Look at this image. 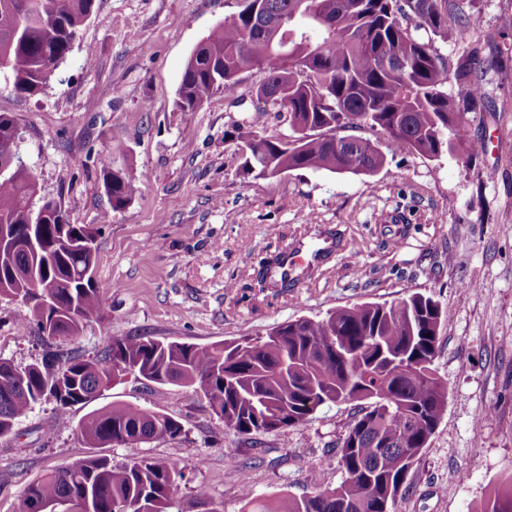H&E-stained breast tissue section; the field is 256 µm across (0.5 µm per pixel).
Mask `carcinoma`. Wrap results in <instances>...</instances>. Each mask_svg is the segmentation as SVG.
<instances>
[{
    "label": "carcinoma",
    "mask_w": 512,
    "mask_h": 512,
    "mask_svg": "<svg viewBox=\"0 0 512 512\" xmlns=\"http://www.w3.org/2000/svg\"><path fill=\"white\" fill-rule=\"evenodd\" d=\"M95 0H0L10 28L0 26V72L13 90L35 95L71 51ZM237 11L214 26L191 53L176 106L194 112L218 91L227 106L252 103V115L224 133L251 141L275 112L288 123L286 138L261 139L242 155L241 170L271 178L294 170L331 174L379 171L387 155L436 159L461 148L475 161L481 141L468 115L488 108L487 76L506 74L512 43L487 42L474 26L477 0H235ZM262 74L248 95L237 94L243 74ZM456 92H448V87ZM381 135L373 141L360 135ZM18 122L0 113V228L23 234L41 220L33 206L32 172L17 165ZM112 208L139 191L122 169L104 171ZM42 251L18 245L0 256V300L34 292L33 276L51 287L48 307H28L25 326L41 339L74 338L102 322L104 290L91 280L97 252L86 240L97 230L49 215ZM447 311L414 293L396 303H362L323 318H299L274 327L260 343L198 346L148 336L116 337L99 356L84 359L60 349L20 371L0 358V438L16 432L35 405L51 399L61 416L96 399L113 382L114 365L157 385L201 391L224 427L239 434L305 424L340 398L368 401L338 445L342 481L320 475L309 495L258 499L245 493V512H393L409 471L446 406L447 386L433 367ZM172 417L116 403L89 412L80 436L92 448L174 438ZM184 467L175 460L118 464L96 454L31 483L23 500L31 512L71 502L91 512H166ZM479 512H512V481L494 489Z\"/></svg>",
    "instance_id": "1"
}]
</instances>
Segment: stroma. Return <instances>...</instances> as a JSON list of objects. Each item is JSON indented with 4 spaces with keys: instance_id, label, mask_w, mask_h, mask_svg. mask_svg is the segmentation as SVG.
Returning <instances> with one entry per match:
<instances>
[{
    "instance_id": "obj_1",
    "label": "stroma",
    "mask_w": 512,
    "mask_h": 512,
    "mask_svg": "<svg viewBox=\"0 0 512 512\" xmlns=\"http://www.w3.org/2000/svg\"><path fill=\"white\" fill-rule=\"evenodd\" d=\"M231 12L227 0H96L40 93L17 94L0 78V113L18 121L38 199L98 231L92 279L107 288L105 322L60 347L92 358L112 338L137 335L204 346L356 303L433 296L448 311L434 360L447 405L395 512H475L512 481V76L490 79L496 111L470 116L484 144L477 163L402 154L371 176L296 170L256 178L242 174L238 146L224 138L242 114L223 93L194 112L176 107L191 52ZM107 168L139 182L124 208L113 209L105 191ZM398 208L410 211V223H384ZM328 235L339 245L330 262L288 287L261 288L262 258ZM23 312L0 302V358L19 367L44 352L17 326ZM114 403L182 426L172 439L108 450L116 462L184 466L167 512H243L246 486L261 498L300 497L315 471L336 487V442L362 408L327 404L299 427L242 436L195 388L130 375L63 417L42 402L0 439V512H18L25 488L44 474L93 455L79 426L90 409ZM198 485L208 499L196 498Z\"/></svg>"
}]
</instances>
